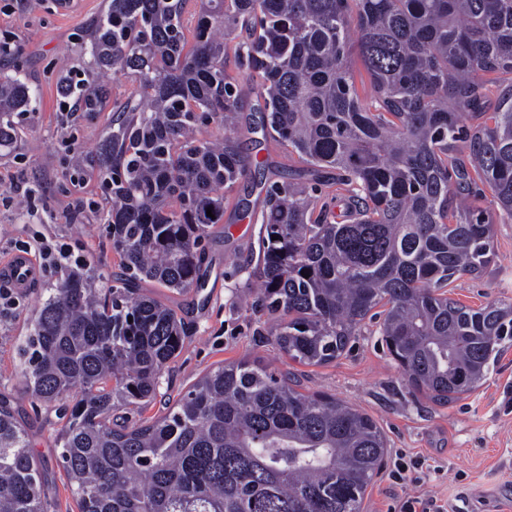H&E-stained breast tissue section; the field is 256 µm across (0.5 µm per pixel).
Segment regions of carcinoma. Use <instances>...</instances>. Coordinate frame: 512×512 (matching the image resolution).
Instances as JSON below:
<instances>
[{
    "instance_id": "obj_1",
    "label": "carcinoma",
    "mask_w": 512,
    "mask_h": 512,
    "mask_svg": "<svg viewBox=\"0 0 512 512\" xmlns=\"http://www.w3.org/2000/svg\"><path fill=\"white\" fill-rule=\"evenodd\" d=\"M87 47L94 69L131 86L86 159L112 194L121 273L102 290L103 276L69 270L18 349L25 391L57 406L79 512H361L382 430L263 364H221L143 417L186 328L137 284L202 287L224 191L259 168L235 129L249 107L288 156L331 175L323 197L265 187L248 280L279 351L324 365L374 320L412 389L446 405L478 387L512 342V302L449 293L495 257L493 224L469 201L490 192L512 223V84L491 78L512 76V0H106ZM103 95L82 94V110L101 111ZM36 103L25 79L0 75V148ZM210 119L224 137L197 136ZM31 448L1 396L0 512H48Z\"/></svg>"
}]
</instances>
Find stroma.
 <instances>
[{
  "instance_id": "stroma-1",
  "label": "stroma",
  "mask_w": 512,
  "mask_h": 512,
  "mask_svg": "<svg viewBox=\"0 0 512 512\" xmlns=\"http://www.w3.org/2000/svg\"><path fill=\"white\" fill-rule=\"evenodd\" d=\"M105 0H76L62 11L56 0H0V40L12 51L0 57V71L19 72L35 87V111L20 120L12 148L0 152V257L17 249L41 254L70 244L96 272H118L119 258L103 216L112 206L99 181L76 171L79 155L92 154L112 122L111 104L129 91L121 78L100 80L88 62L87 33L100 19ZM103 81L109 106L101 112L68 114L77 96H64L59 78ZM258 113L239 114L237 131L245 152L260 163L252 177L224 194V222L208 244L209 276L200 292H161L185 320L180 356L164 371L150 414L164 411L208 370L249 359L295 377L305 393L323 392L354 405L381 427L389 460L417 463V481L396 487L382 473L367 490L364 512H387L399 495H430L448 512H512V346L500 355L486 382L452 404L440 406L413 391L382 346L375 323H367L351 349L337 360L303 366L276 348L273 319L253 309L254 290L245 265L259 253L260 183L301 178V166L284 147L258 130ZM496 258L477 278L464 276L453 298L479 306L492 297L512 299V224H495ZM40 283L13 294L0 309V396H8L33 424L32 446L40 462L50 512H78L55 446L54 407L33 403L23 389V368L15 349L27 335L35 310L62 276L60 264L40 265Z\"/></svg>"
}]
</instances>
